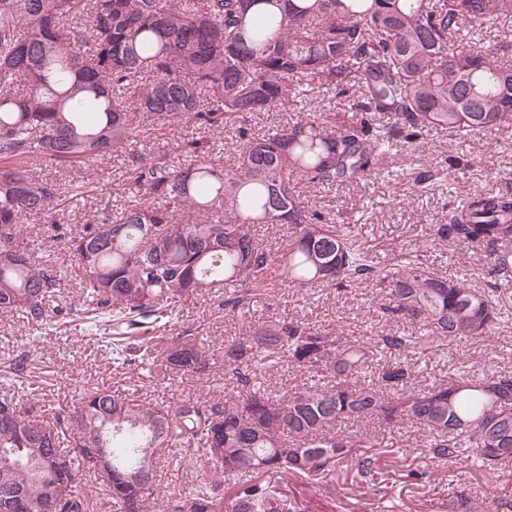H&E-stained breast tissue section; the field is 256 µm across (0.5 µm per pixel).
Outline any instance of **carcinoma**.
Returning <instances> with one entry per match:
<instances>
[{"mask_svg": "<svg viewBox=\"0 0 512 512\" xmlns=\"http://www.w3.org/2000/svg\"><path fill=\"white\" fill-rule=\"evenodd\" d=\"M512 19V0H0V314L38 329L60 311V279L34 258L23 217L49 210L56 185L40 160L66 169L104 160L138 138L166 141L188 116L205 135L162 150L126 179L129 205L74 236L64 274L85 300L78 321L101 328L136 316L153 325L113 342V360L170 384L206 376L199 328L167 327L212 292L224 315L250 313L278 272L291 288L367 284L386 291L382 314L410 329L348 336L271 316L224 339V399L185 395L146 403L139 389L101 383L44 421L34 405L0 399V507L19 512H304L265 475L309 480L353 462L377 467L385 434L421 431L440 466L512 464V372L464 374L415 390V365L451 343L486 342L512 304V192L478 194L428 225L424 245L480 250L491 289L440 277L401 253L377 261L352 227L305 203L299 186L357 185L396 142L431 130L452 141L512 125V61L463 43ZM330 93L350 99L342 121L303 117L264 132L247 116L288 111ZM80 107L72 109L74 100ZM140 113L148 121L133 123ZM238 131L235 163L207 159L209 137ZM452 171L428 169L413 188L436 191ZM286 224L277 248L257 225ZM28 354L9 364L29 375ZM286 363L304 383L285 393L256 382ZM375 420L379 431L354 428ZM206 448L226 477L167 495L161 451L174 440ZM130 479L105 477L88 449Z\"/></svg>", "mask_w": 512, "mask_h": 512, "instance_id": "carcinoma-1", "label": "carcinoma"}]
</instances>
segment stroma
Here are the masks:
<instances>
[{
  "label": "stroma",
  "instance_id": "35a3bbf8",
  "mask_svg": "<svg viewBox=\"0 0 512 512\" xmlns=\"http://www.w3.org/2000/svg\"><path fill=\"white\" fill-rule=\"evenodd\" d=\"M427 141L424 148L397 145L381 159L380 175L364 183L330 191L306 188L302 195L339 223L353 225L359 241L382 260L392 261L394 250L400 248L419 250L437 275L458 277L476 290H485L490 278L484 253L451 245L423 250L424 230L430 224L447 223L449 207L458 204L464 195L512 189V127H498L455 141L432 131ZM157 150L153 140L145 139L117 149L110 160L78 170L48 162L36 166L35 175L55 183L63 203L52 207L48 214L27 217L23 232L37 239L41 255L51 269L61 270L69 259L63 242L54 238L52 225L79 231L84 225L119 211L126 202L121 186L138 155ZM457 157L467 161L468 166L456 172L447 191L406 195L396 189V180H411L417 172ZM60 293L66 311L53 316L50 326L42 332L19 328L10 317L0 316V366L19 351H26L45 388L41 402L52 407L74 402L84 387L118 375L108 347L74 328L70 312L81 304L78 288L65 284ZM385 301L384 293L376 288L298 290L277 280L270 297L256 304L248 319L288 315L313 325L337 323L346 333L356 336L365 328L369 308ZM201 318L206 321L204 344L215 360L209 376L166 387L143 379L140 371L129 370L123 375L126 384L140 389L142 397L153 401L182 394L223 396L220 346L225 337L242 334L248 319L225 317L217 301L211 300L185 310L182 322L188 325ZM500 371H512V312L503 316L491 341L468 347L453 345L445 357L418 362L414 385L420 389L451 373L476 378ZM388 443L392 453L384 455L373 480L368 482L351 464L337 468L323 493L315 492L309 481L298 476L274 473L270 479L286 496L303 501L306 512H383L391 504L396 505V512H478L481 503L500 495L512 496V465L489 478L470 465L437 467L418 434H399L389 438ZM175 451L176 460L160 477L166 493L192 491L219 469L204 449L181 444Z\"/></svg>",
  "mask_w": 512,
  "mask_h": 512
}]
</instances>
